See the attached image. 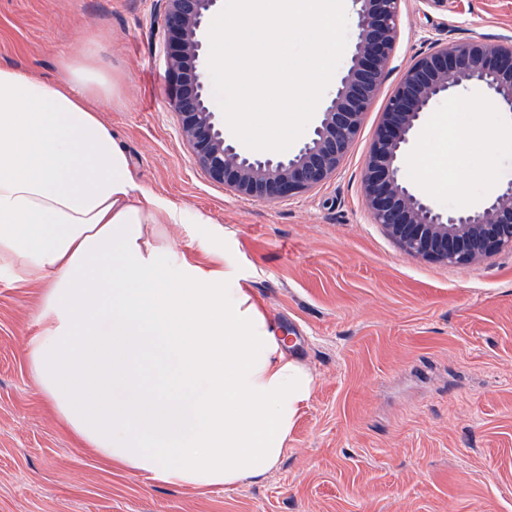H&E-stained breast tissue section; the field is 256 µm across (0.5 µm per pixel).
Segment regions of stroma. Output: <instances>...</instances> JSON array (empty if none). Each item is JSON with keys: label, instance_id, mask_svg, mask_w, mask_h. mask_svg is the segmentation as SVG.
I'll use <instances>...</instances> for the list:
<instances>
[{"label": "stroma", "instance_id": "1", "mask_svg": "<svg viewBox=\"0 0 512 512\" xmlns=\"http://www.w3.org/2000/svg\"><path fill=\"white\" fill-rule=\"evenodd\" d=\"M163 0H0V65L53 79L73 48L121 86L104 123L144 188L224 228V264L315 379L277 464L232 486H168L111 469L48 408L26 338L39 290L0 272V512H512V249L459 266L414 258L365 208V157L387 97L435 42L512 39V0H402L379 95L340 167L314 190L255 201L212 181L171 107ZM473 114L440 101L403 162L452 152ZM487 180L433 195L477 209L512 182V151L470 158Z\"/></svg>", "mask_w": 512, "mask_h": 512}]
</instances>
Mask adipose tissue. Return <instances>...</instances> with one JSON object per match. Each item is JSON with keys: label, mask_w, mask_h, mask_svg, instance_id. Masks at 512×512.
<instances>
[{"label": "adipose tissue", "mask_w": 512, "mask_h": 512, "mask_svg": "<svg viewBox=\"0 0 512 512\" xmlns=\"http://www.w3.org/2000/svg\"><path fill=\"white\" fill-rule=\"evenodd\" d=\"M119 92L80 48L51 82L0 65V268L43 288L28 356L84 448L166 485H235L277 463L314 378L225 269L223 228L138 184L99 116ZM488 142L512 149V129H456L431 187L476 179Z\"/></svg>", "instance_id": "adipose-tissue-1"}]
</instances>
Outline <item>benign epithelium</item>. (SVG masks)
Listing matches in <instances>:
<instances>
[{"instance_id":"benign-epithelium-1","label":"benign epithelium","mask_w":512,"mask_h":512,"mask_svg":"<svg viewBox=\"0 0 512 512\" xmlns=\"http://www.w3.org/2000/svg\"><path fill=\"white\" fill-rule=\"evenodd\" d=\"M165 2L172 106L182 140L209 178L268 202L313 189L335 173L379 91L401 26L400 0H354V40L334 91L294 151L261 156L229 136L207 101L204 33L223 0ZM462 85L485 89L494 105L512 112V40L450 41L419 55L388 99L364 162V200L373 223L409 255L445 265L512 248V183L479 209L448 214L416 192L403 174V159L424 116Z\"/></svg>"}]
</instances>
